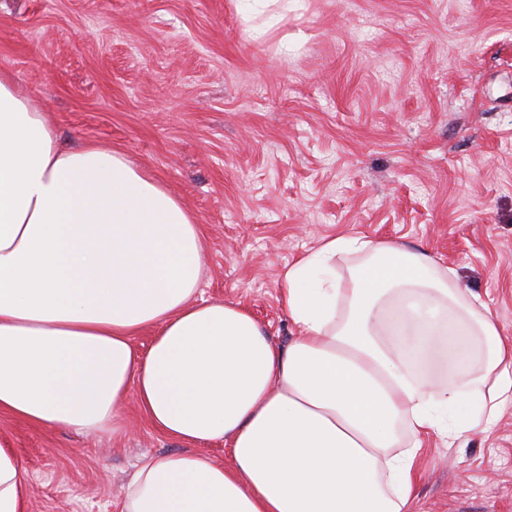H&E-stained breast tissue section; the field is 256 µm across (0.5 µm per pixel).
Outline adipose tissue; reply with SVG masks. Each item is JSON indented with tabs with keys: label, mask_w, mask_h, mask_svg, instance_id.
Here are the masks:
<instances>
[{
	"label": "adipose tissue",
	"mask_w": 512,
	"mask_h": 512,
	"mask_svg": "<svg viewBox=\"0 0 512 512\" xmlns=\"http://www.w3.org/2000/svg\"><path fill=\"white\" fill-rule=\"evenodd\" d=\"M202 251L166 187L62 142L0 70V412L116 434L134 399L185 448L135 468L122 512H416L428 438L512 406V342L428 252L323 241L282 273L283 348L238 304L198 300ZM213 441L229 463L199 452ZM27 493L0 436V512Z\"/></svg>",
	"instance_id": "obj_1"
}]
</instances>
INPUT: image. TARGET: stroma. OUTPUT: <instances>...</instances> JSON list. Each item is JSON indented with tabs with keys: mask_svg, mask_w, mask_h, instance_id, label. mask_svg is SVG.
I'll list each match as a JSON object with an SVG mask.
<instances>
[{
	"mask_svg": "<svg viewBox=\"0 0 512 512\" xmlns=\"http://www.w3.org/2000/svg\"><path fill=\"white\" fill-rule=\"evenodd\" d=\"M0 69L63 141L121 152L192 211L200 296L295 330L283 270L360 234L456 269L512 337V0H299L274 27L234 0H0ZM127 432L0 414L26 512H121L146 458L182 450L127 401ZM422 512H512V407L433 438Z\"/></svg>",
	"mask_w": 512,
	"mask_h": 512,
	"instance_id": "obj_1",
	"label": "stroma"
}]
</instances>
